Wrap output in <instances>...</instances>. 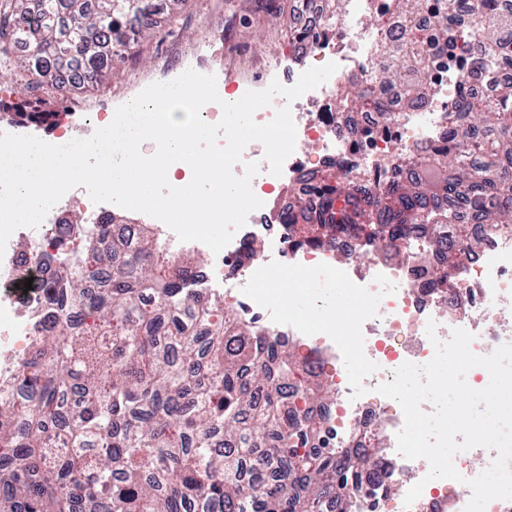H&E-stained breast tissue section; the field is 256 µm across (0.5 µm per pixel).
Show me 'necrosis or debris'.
<instances>
[{
    "label": "necrosis or debris",
    "mask_w": 512,
    "mask_h": 512,
    "mask_svg": "<svg viewBox=\"0 0 512 512\" xmlns=\"http://www.w3.org/2000/svg\"><path fill=\"white\" fill-rule=\"evenodd\" d=\"M350 16L327 12L325 0H312L310 16L291 38L292 50L311 56L315 65L336 63L337 70L318 88L292 102L296 147L281 176L261 170L253 182L263 205L253 211L219 254L209 255L193 271L198 283L214 277H263L275 287L296 290L303 278L319 272L335 278L356 307L336 314L334 323L311 327L303 313L276 316L271 295L252 289L234 302L240 313L290 346H300L308 367L329 386L331 400L316 405L330 447L351 455H377L378 465L363 473L361 483L373 489L358 497L354 512H464L472 491L459 480L426 481V460H408L397 451L396 434L404 415L393 399L378 393L380 384L393 381L405 363L427 364L434 347L426 334L435 321L440 340L453 329L471 332V351L479 356L512 344V226L490 230L467 221L453 246H437L427 224L408 225L386 248L374 243L370 225L355 230L333 229L318 241L300 235L287 217L302 203L307 218L324 211L325 186H345L352 197L366 203L367 213L386 205V188L428 166L435 144L449 130L471 135L481 131L475 113L459 111L460 93L486 100L499 84L512 83V56L500 45L466 48L449 44L425 62L424 87L414 99L398 90L387 94L379 111L344 108L351 84L373 86L379 71L376 48L399 39L394 0H349ZM497 61L498 84L486 81L480 58ZM77 229L63 220L48 225L31 250L9 238L0 269V350L12 361L26 359L40 330L35 320L38 294L22 295L10 273L29 267L39 278H49L67 262H79L73 249ZM260 249L249 252V244ZM356 345H349V337ZM421 496L405 505L403 490L418 481Z\"/></svg>",
    "instance_id": "1"
}]
</instances>
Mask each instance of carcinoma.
Instances as JSON below:
<instances>
[{
    "mask_svg": "<svg viewBox=\"0 0 512 512\" xmlns=\"http://www.w3.org/2000/svg\"><path fill=\"white\" fill-rule=\"evenodd\" d=\"M183 0H0V61L30 88H66L58 73L81 66L99 83L122 59L119 47L152 29L161 5ZM424 0H396L412 32ZM469 0H446L438 32L382 47L380 82L417 95L426 55L460 35L464 43L512 42V0H484L486 22L448 31ZM483 141L455 136L434 147L427 182L392 184L382 214L398 235L427 224L428 198L448 196V220L482 214L512 224V85L480 113ZM347 190L332 189L322 224L349 229L360 214ZM107 230L81 240L80 266L42 283L49 326L15 376L23 397L0 381V512H328L361 488L370 466L334 448L310 450L316 424L288 404L328 398L294 349L262 334L237 309L194 288L186 262L158 229L138 225L137 246L105 243Z\"/></svg>",
    "mask_w": 512,
    "mask_h": 512,
    "instance_id": "carcinoma-1",
    "label": "carcinoma"
}]
</instances>
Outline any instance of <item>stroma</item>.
Instances as JSON below:
<instances>
[{"label": "stroma", "mask_w": 512, "mask_h": 512, "mask_svg": "<svg viewBox=\"0 0 512 512\" xmlns=\"http://www.w3.org/2000/svg\"><path fill=\"white\" fill-rule=\"evenodd\" d=\"M259 0H184L175 26L166 12L155 20L158 35L141 40L138 52L117 64L100 86L75 85L70 93L30 89L19 77L0 78V114L48 112L51 123L87 138L108 119L142 78L164 82L198 58L223 67L225 86L256 80L273 62L310 66V59L288 56V35L300 22L296 0H277V16L258 8Z\"/></svg>", "instance_id": "obj_1"}]
</instances>
